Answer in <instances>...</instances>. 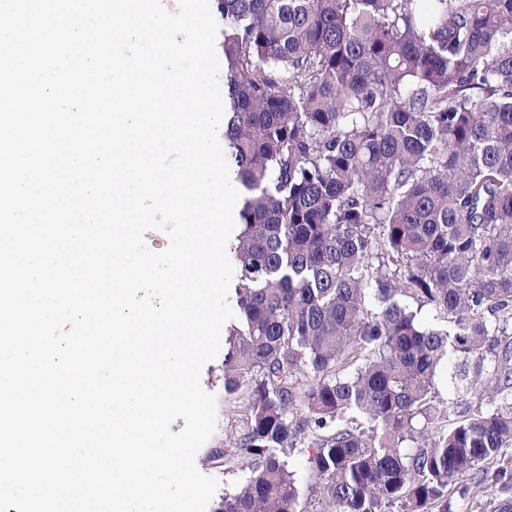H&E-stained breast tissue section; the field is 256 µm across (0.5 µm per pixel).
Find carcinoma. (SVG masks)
<instances>
[{"label": "carcinoma", "instance_id": "cac0c4a2", "mask_svg": "<svg viewBox=\"0 0 512 512\" xmlns=\"http://www.w3.org/2000/svg\"><path fill=\"white\" fill-rule=\"evenodd\" d=\"M217 5L248 465L217 512H449L470 474L512 512L479 468L512 447V0Z\"/></svg>", "mask_w": 512, "mask_h": 512}]
</instances>
